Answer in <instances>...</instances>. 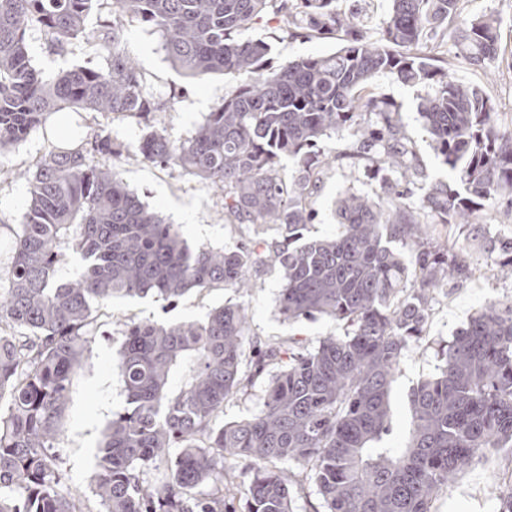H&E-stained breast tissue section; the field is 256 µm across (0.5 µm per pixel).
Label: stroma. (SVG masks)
I'll use <instances>...</instances> for the list:
<instances>
[{
    "instance_id": "35a3bbf8",
    "label": "stroma",
    "mask_w": 512,
    "mask_h": 512,
    "mask_svg": "<svg viewBox=\"0 0 512 512\" xmlns=\"http://www.w3.org/2000/svg\"><path fill=\"white\" fill-rule=\"evenodd\" d=\"M340 9L354 13L363 21L365 34L380 38L391 17L390 0H339ZM467 18L497 19L501 51L491 67L480 69L469 64L462 46L446 40L442 59L457 80L483 87L496 112L498 127L512 132V0H462ZM243 41L269 43L266 67L302 57L325 55L336 50L333 38H321L300 29L288 35L279 29L276 11H269L261 22L239 32ZM125 48L143 76L147 88L172 98L169 111L158 113L155 122L173 139L190 137L209 112L219 106L224 96L238 83L235 74H214L201 80L184 76L166 59L156 34L139 22L127 24ZM379 92L395 103L401 131L416 152L430 180L446 181L450 174L434 150L419 116V104L428 92L424 84H404L382 76L376 81ZM58 135L53 128L35 129L16 149L0 158V278H6L12 262V239L29 206V180L32 165ZM128 187L150 208L178 224L190 245L208 244L218 248L237 247L247 237L243 226L227 223L224 195L211 184L181 168L143 163L135 154L123 155L117 164ZM371 197L381 196L380 183L370 171L349 164L324 169L313 198L316 217L306 233L311 237H333L340 233L333 214V203L344 191ZM476 219L482 225V238L459 239L463 254L474 269L471 279L449 283L432 295L430 319L425 339L412 344L395 374L391 392L390 432L383 447H404L412 425L409 393L416 384L436 371L437 346L449 340L485 304L512 299V276L487 271L485 237L512 236V214L496 205L480 211ZM281 272L270 266L253 277L246 288H214L203 293L191 292L180 300L160 298L116 299L98 309V318L90 335L91 352L76 374L62 421L59 454L68 483L92 492L97 472V448L101 432L112 416L122 412L125 395L114 356L123 341L128 318L162 324L204 320L214 306L236 302L246 307L250 334L244 343L245 354H252L256 341L268 343L285 337L311 347L329 335L341 336L343 322L329 317L299 322L284 321L276 309L281 288ZM512 484V448H494L476 457L459 473L452 484L442 489L433 502V512H499V495Z\"/></svg>"
}]
</instances>
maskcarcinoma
<instances>
[{
    "label": "carcinoma",
    "mask_w": 512,
    "mask_h": 512,
    "mask_svg": "<svg viewBox=\"0 0 512 512\" xmlns=\"http://www.w3.org/2000/svg\"><path fill=\"white\" fill-rule=\"evenodd\" d=\"M272 2L0 0V156L62 110L145 119L165 111L167 101L146 91L125 50V22L136 20L159 34L187 77L240 78L191 137L175 141L153 128L136 146L139 157L224 190L230 223L277 224L284 233L279 244L191 248L179 226L122 182L113 162L129 147L106 127L50 144L35 163L0 289V512H88L81 488L64 481L55 448L98 306L243 288L269 262L282 273L284 319L327 316L345 322L347 333L311 348L293 338L270 346L247 375L242 305L216 307L202 322H125L115 361L127 407L98 447L99 512H230L224 489L239 459L252 465L243 512H293L289 465L313 479L324 512H432L440 489L474 457L512 448V301L485 305L440 346L437 372L410 394L405 447H379L395 371L425 335L431 291L473 275L448 246L446 225H471L486 204L512 201V132L497 128L482 88L458 82L434 56L450 35L471 65L488 67L500 53L496 21L463 17L461 0H391L390 21L371 40L334 0H280L283 27L302 18L340 46L266 69L268 44L234 34ZM94 9L105 14L91 32ZM33 32L52 55L78 50L105 66L46 80L32 63ZM379 76L431 86L420 115L455 184L428 181L404 142L398 107L376 91ZM346 126L354 130L343 149L319 146ZM285 157L299 165L289 179L280 175ZM344 160L398 178L385 179L377 200L345 191L334 209L344 232L306 239L321 172ZM417 181L423 193L415 198L409 185ZM487 249L500 251L490 270L512 268V238ZM72 257L82 264L74 275ZM179 369L184 383L173 392ZM260 378V409L224 423V403ZM171 448L179 449L174 458Z\"/></svg>",
    "instance_id": "cac0c4a2"
}]
</instances>
